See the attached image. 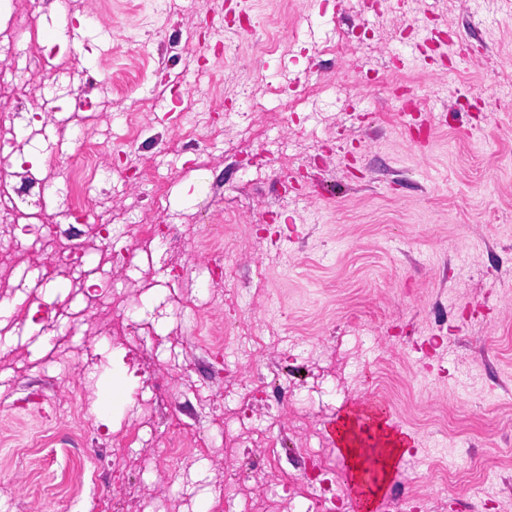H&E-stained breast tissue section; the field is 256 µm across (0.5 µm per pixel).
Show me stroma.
Returning a JSON list of instances; mask_svg holds the SVG:
<instances>
[{
	"instance_id": "35a3bbf8",
	"label": "stroma",
	"mask_w": 512,
	"mask_h": 512,
	"mask_svg": "<svg viewBox=\"0 0 512 512\" xmlns=\"http://www.w3.org/2000/svg\"><path fill=\"white\" fill-rule=\"evenodd\" d=\"M326 13H319L320 2ZM246 0L253 32L221 55L201 59L200 20L236 0H14L45 61L17 91L0 92V114L24 112L26 129L0 127L16 151L0 156V178L41 183L43 231L71 219L74 188L97 201L96 218L71 238L86 266L111 248L99 227L122 233L128 276L107 280L109 303L88 299L78 273L54 268L25 239L0 276V512H224L218 490L234 459L224 424L248 418L236 446L279 467L248 469L236 490L246 512H304L306 479L292 455L312 445L336 467L324 422L370 395L384 398L418 441L415 463L389 490L386 512L403 496H427V512H512V111L495 90L512 82V0H426L438 49L420 56L403 34L413 0L376 18L364 0ZM113 18L108 52L91 22ZM73 26L60 40L46 18ZM372 21L362 50L343 41L359 18ZM279 28L264 48L268 21ZM341 42L340 54L325 52ZM423 85L421 106L441 117L418 147L392 90L361 80L353 62ZM224 81L234 110L261 104L250 122L214 120L185 129L196 84ZM301 84L316 97L308 120L284 125L283 91ZM146 135L119 137L125 115ZM93 139L101 161L159 170L165 212L148 204L150 187L117 195L111 180L79 169ZM317 164L319 181L283 193L274 179ZM220 190H213V183ZM239 212L229 268L215 273L199 237L212 215ZM160 224L169 242L126 229ZM41 304L68 315L35 321ZM262 344L252 360L225 366L224 324ZM281 385L278 399L251 394L254 382ZM283 429L273 443L271 422ZM139 428L138 440L129 432ZM191 446L179 464L152 462L153 448ZM124 463L113 470V454ZM88 472L71 492L72 456ZM490 497L469 488L484 469Z\"/></svg>"
}]
</instances>
